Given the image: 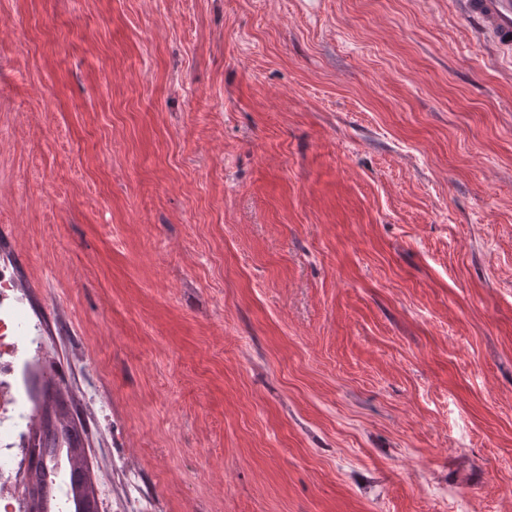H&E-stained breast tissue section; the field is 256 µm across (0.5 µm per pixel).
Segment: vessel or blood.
<instances>
[{"label": "vessel or blood", "instance_id": "vessel-or-blood-1", "mask_svg": "<svg viewBox=\"0 0 512 512\" xmlns=\"http://www.w3.org/2000/svg\"><path fill=\"white\" fill-rule=\"evenodd\" d=\"M462 15L476 32L512 59V0H459Z\"/></svg>", "mask_w": 512, "mask_h": 512}]
</instances>
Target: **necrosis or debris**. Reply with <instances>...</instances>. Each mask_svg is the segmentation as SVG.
I'll return each mask as SVG.
<instances>
[{
    "label": "necrosis or debris",
    "instance_id": "4bbe7bcc",
    "mask_svg": "<svg viewBox=\"0 0 512 512\" xmlns=\"http://www.w3.org/2000/svg\"><path fill=\"white\" fill-rule=\"evenodd\" d=\"M38 326L22 319L20 284L11 271L0 267V512H23L24 486L13 474V466L31 435L36 418L25 401L23 374L45 366Z\"/></svg>",
    "mask_w": 512,
    "mask_h": 512
}]
</instances>
